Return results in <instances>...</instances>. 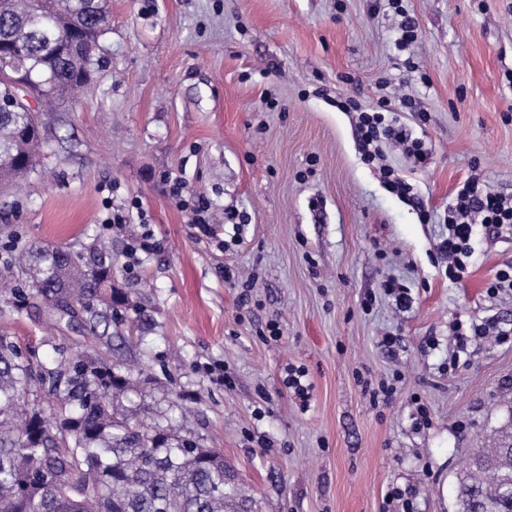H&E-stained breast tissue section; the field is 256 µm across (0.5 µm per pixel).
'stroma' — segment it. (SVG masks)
Returning <instances> with one entry per match:
<instances>
[{"instance_id": "obj_1", "label": "stroma", "mask_w": 512, "mask_h": 512, "mask_svg": "<svg viewBox=\"0 0 512 512\" xmlns=\"http://www.w3.org/2000/svg\"><path fill=\"white\" fill-rule=\"evenodd\" d=\"M401 4L110 0L90 80L45 115L40 167L0 187V254L111 245L129 298L111 332L132 339L118 354L139 366L142 418L173 400L253 512H454L469 454L512 436V340L462 345L450 330L512 328V293L487 291L512 234L477 226L456 281L437 250L466 177L512 194V0ZM406 16L418 40L402 51ZM345 95L387 100L424 142V166L385 148L415 202L363 162L334 105ZM167 173L209 201L215 237L190 224ZM111 208L127 222L109 232ZM147 230L161 247L131 263ZM390 279L408 311L385 295ZM0 336L42 355L83 339L2 298ZM291 365L308 372V402L283 383ZM365 379L395 382L390 403L372 405ZM394 487L404 502L386 503Z\"/></svg>"}]
</instances>
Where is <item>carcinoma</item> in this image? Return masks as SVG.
<instances>
[{
	"instance_id": "1",
	"label": "carcinoma",
	"mask_w": 512,
	"mask_h": 512,
	"mask_svg": "<svg viewBox=\"0 0 512 512\" xmlns=\"http://www.w3.org/2000/svg\"><path fill=\"white\" fill-rule=\"evenodd\" d=\"M105 0H0V57L45 102L83 84L107 30ZM40 118L0 112V176L35 170ZM13 307L59 328L80 327L85 347L38 355L0 338V512H241L224 454L205 448L164 412L140 418L139 392L112 350L109 328L125 297L93 243L81 250L32 243L7 252ZM455 512H512V445L479 448L457 476Z\"/></svg>"
}]
</instances>
